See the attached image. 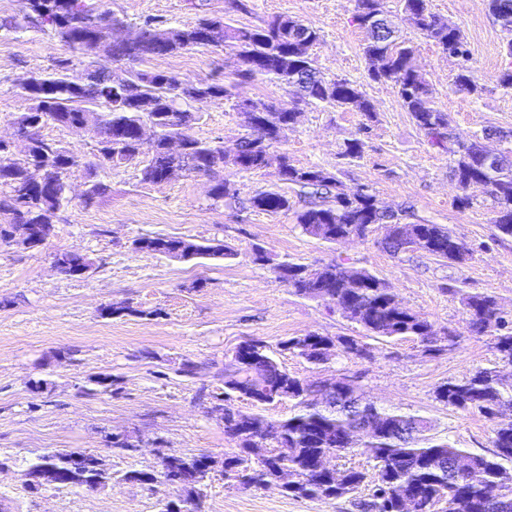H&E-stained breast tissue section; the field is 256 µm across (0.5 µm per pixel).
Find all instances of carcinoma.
<instances>
[{
	"mask_svg": "<svg viewBox=\"0 0 512 512\" xmlns=\"http://www.w3.org/2000/svg\"><path fill=\"white\" fill-rule=\"evenodd\" d=\"M22 19L0 20V30L9 34L29 30H50L67 46L93 55L103 52L112 60L135 65L150 58L164 57L204 47L203 35L210 27H224V48L236 59L235 80H200L184 85L175 71L131 69L130 82L121 86L115 75L103 69L77 74L70 61H59L53 71L33 77L25 93L28 109L14 125L27 130L32 146L24 159H12L11 146L0 141V244L11 245L26 234L31 224L54 225L68 203L66 183L70 170L79 165L78 156L40 135L49 122L68 129H82L88 118L95 119L97 162L87 165L93 177L87 201L103 198L110 185L98 179L100 168H112L137 160L142 154L140 125L153 121L159 137L149 148L140 169L141 180L160 183L171 166L212 178L211 198L215 202L237 198L233 184L219 175L226 166L240 172L264 170L277 164L281 181L298 188L305 207L296 213L302 231L317 240L336 243L343 238H365L378 224L395 223V215L380 210L373 195L361 190L347 193L336 175L326 169H302L292 165L288 155L277 151V127L286 120L296 123L300 112L280 108L262 100H250L251 109L240 104L248 132L240 138L234 157L214 141L192 139L178 156L168 149V139L178 136L187 123L196 120L184 105L199 99L222 104L236 97V89L259 77L285 88L295 87L311 102L333 108L352 109L369 116L373 106L348 79L328 78L318 70L311 50L320 32L288 16H276L260 25L233 26L218 15H203L181 25H166L147 19L126 24L112 12L87 0H29ZM355 21L365 34L363 56L371 65L369 77L391 81L403 106L429 139L431 145L454 156L452 175L466 190L479 175L477 144L453 132L448 113L438 109L425 76L412 63L414 48L400 39L399 24L389 17L385 0H355ZM489 12L502 30L512 35V0H487ZM401 22L433 41L442 51L453 48L466 54L464 37L456 25L439 18L428 0H402ZM119 26L126 39L114 43L105 30ZM488 191L495 202L493 223L504 235L512 236V157L502 155L501 167L490 179ZM260 211L277 213L290 209L288 197L275 191H261L248 200ZM139 249L162 255L185 257L187 240L174 237L140 238ZM384 250L398 254L418 251L455 264L465 263L469 249L441 224L404 223L401 231H386ZM210 256L232 258L233 250L221 243H195L193 259ZM58 271L78 276L88 257L68 252L54 255ZM273 269L279 278L302 297L333 305L344 318L359 325L375 338L412 337L427 352H440L456 343V332L434 335L432 324L417 313L402 310L397 296L386 283L364 268L342 261L315 268L302 263L278 262ZM466 322L477 335L496 333L497 359L512 363V333L498 334L506 320L497 312L495 300L485 294L463 296ZM336 345V356L365 358L366 345L353 338L314 335L311 342L301 336L280 343L310 363L324 362L321 345ZM224 392L252 401L260 409L285 395L295 402L296 411L283 419L262 413H230L224 417V434L235 442L224 456V475L234 476L247 487H257L266 475L288 464L296 476L294 486L284 490L293 498H342L360 488L366 474L356 468L344 469L346 482L336 491L335 478L315 469L323 453L338 456L346 451L340 439L362 432V453L373 462L377 479L370 500L361 504L366 512H406L405 502L415 504L413 512H512V483L506 482L512 461V418H503L501 407H512V390L496 378V368H477L468 376L439 386L436 399L462 411L476 410L499 419L494 430L493 456L476 455L429 434V422L422 416L386 408L351 386L325 394L317 381L290 374L274 358L269 346L254 340L224 362ZM261 438L271 448L262 458L254 457L247 434ZM466 456V470L448 481V468ZM209 456L166 455L160 469L132 471L128 479L148 484L160 477L180 488L183 499L203 496L210 473ZM32 488L54 486H106L112 479L102 460L85 451L56 450L44 453L25 469ZM490 487L501 491L495 503L486 496Z\"/></svg>",
	"mask_w": 512,
	"mask_h": 512,
	"instance_id": "1",
	"label": "carcinoma"
}]
</instances>
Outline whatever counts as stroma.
Returning a JSON list of instances; mask_svg holds the SVG:
<instances>
[{"label": "stroma", "mask_w": 512, "mask_h": 512, "mask_svg": "<svg viewBox=\"0 0 512 512\" xmlns=\"http://www.w3.org/2000/svg\"><path fill=\"white\" fill-rule=\"evenodd\" d=\"M125 23L147 18L171 24L200 15H219L235 26L255 25L288 15L317 28L311 51L326 76L355 82L374 107L372 116L298 101L294 92L256 79L239 88L243 98H261L282 107L298 106L297 123L281 133V147L296 167H321L336 174L346 190L362 189L379 206L410 211L413 221L446 226L472 252L457 265L418 252L390 254L379 244L378 226L368 238L328 244L304 234L295 213L304 205L291 196V211L269 213L245 207L260 191L287 192L275 168L258 172L225 169L237 199L214 203L209 177L180 173L161 183L142 182L131 163L101 171L112 192L86 202V162L96 152L92 131L55 125L43 128L53 143L77 149L82 163L69 175V203L52 237L38 249L0 246V512H161L180 490L165 483L142 484L128 472L158 469L164 454L213 458L202 512H362L371 488L338 499H299L277 488H246L224 475L232 443L213 407L224 393V362L241 343L264 341L279 363L303 379L346 378L380 405L427 418L431 433L456 447L493 455L495 423L476 411L439 402L436 388L479 367L494 366V338L468 332L463 294L493 297L512 315V237L492 222L493 200L472 185L469 205L451 169L453 157L433 147L402 106L397 88L371 80L362 54L364 33L353 21L355 0H250V13L231 0H101ZM432 12L458 26L468 59L446 55L409 26L403 39L415 46V63L429 82L435 104L447 112L462 137L492 129L512 132V89L499 76L512 69L505 34L486 0H430ZM71 60L75 71L93 66L119 71L104 55L85 57L48 32L0 35V138L26 111L22 81ZM146 68L173 70L189 82L230 81L235 65L224 50L200 48L146 61ZM473 72L478 89L456 91L462 67ZM196 119L185 135L221 142L232 149L246 129L230 103H193ZM360 139V157L345 156ZM145 237H181L226 244L229 260L184 263L135 250ZM275 261L319 266L333 261L363 267L384 280L401 303L436 330H455V345L424 353L419 342L369 340L362 328L335 307L296 295L267 265L255 263L254 248ZM58 251L90 256L84 277L70 278L53 265ZM121 307L107 315V306ZM366 341L365 359L335 358L314 365L282 350L280 342L307 333ZM193 375H183L184 365ZM109 378L102 386L101 378ZM47 389L36 390L38 381ZM137 444L134 452L114 448L118 439ZM81 449L101 458L112 475L103 488L27 487L28 461L45 451Z\"/></svg>", "instance_id": "obj_1"}]
</instances>
